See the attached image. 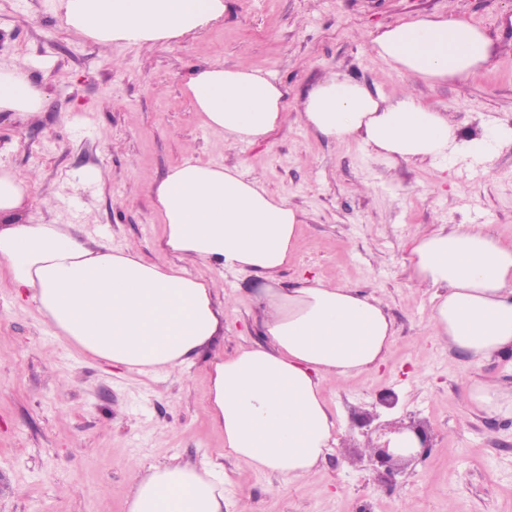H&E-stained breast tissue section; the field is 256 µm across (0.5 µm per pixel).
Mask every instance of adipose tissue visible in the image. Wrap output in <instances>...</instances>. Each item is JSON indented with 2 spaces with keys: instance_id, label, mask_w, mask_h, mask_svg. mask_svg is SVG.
Masks as SVG:
<instances>
[{
  "instance_id": "adipose-tissue-1",
  "label": "adipose tissue",
  "mask_w": 512,
  "mask_h": 512,
  "mask_svg": "<svg viewBox=\"0 0 512 512\" xmlns=\"http://www.w3.org/2000/svg\"><path fill=\"white\" fill-rule=\"evenodd\" d=\"M67 29L108 48L146 46L192 33L221 17L224 0H59ZM373 54L401 74L429 83L464 81L497 53L492 39L454 13L423 14L374 33ZM29 61L0 67V111L41 115L44 91ZM187 91L214 133L235 142L265 138L280 123L278 82L246 66L196 70ZM301 117L317 133L361 139L388 160L435 161L455 152L488 163L512 145V127L491 138L459 133L446 115L410 91L387 99L338 73L304 96ZM28 180L0 172V266L31 298L55 335L100 363L144 375L183 371L224 330L212 281L187 276L190 259L259 277L265 341L213 364L207 394L225 449L284 482L306 480L334 426L320 381H344L378 367L394 329L384 302L345 285L278 275L291 260L300 213L238 168L186 160L155 188L165 246L177 264L130 251L88 246L67 224L22 218ZM409 266L433 290V343L475 366L512 363V245L487 226L456 224L414 236ZM473 406L512 413V389L493 380L469 385ZM223 464L153 467L131 488L130 512H224Z\"/></svg>"
}]
</instances>
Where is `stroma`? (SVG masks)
Returning a JSON list of instances; mask_svg holds the SVG:
<instances>
[{
  "label": "stroma",
  "instance_id": "35a3bbf8",
  "mask_svg": "<svg viewBox=\"0 0 512 512\" xmlns=\"http://www.w3.org/2000/svg\"><path fill=\"white\" fill-rule=\"evenodd\" d=\"M454 12L482 28L497 58L463 82L406 83L370 50L371 32L421 14ZM29 56L45 92L41 117L0 112V168L31 178L26 214L74 225L150 262H168L152 187L185 160L239 166L302 214L282 287L319 277L381 296L395 336L384 364L321 381L335 421L309 479L284 484L247 461L224 460V510L247 498L251 512H512V416L477 413L467 382L481 372L512 386V368L428 341L431 291L415 287L408 243L439 225L486 224L512 244V147L491 165L454 154L447 167L390 161L357 140H329L306 126L297 105L330 70L372 93L409 87L460 132L512 125V0H224L222 17L153 48L118 44L104 58L69 33L56 0H0V61ZM212 63L248 65L283 89V120L264 140L233 143L200 120L186 80ZM110 178L92 182L91 169ZM189 276L218 282L224 336L179 377L112 374L55 336L0 269V512H128L133 466L170 460L198 466L224 449L206 393L212 362L261 343L256 275L201 262ZM395 392L394 408L378 397ZM371 425L428 427V457L389 485L365 448Z\"/></svg>",
  "mask_w": 512,
  "mask_h": 512
}]
</instances>
